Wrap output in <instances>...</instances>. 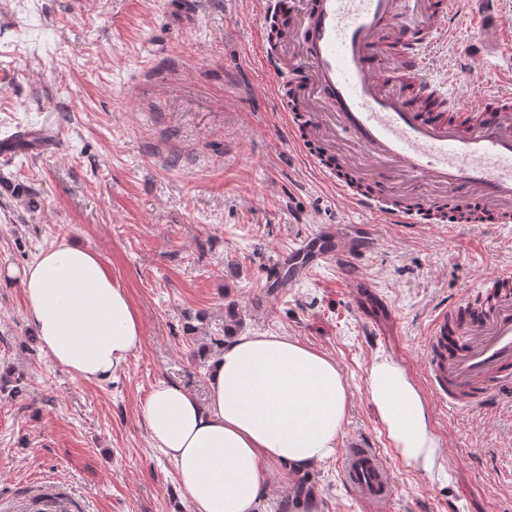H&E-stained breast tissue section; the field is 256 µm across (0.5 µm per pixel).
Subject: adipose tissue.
<instances>
[{
  "label": "adipose tissue",
  "mask_w": 512,
  "mask_h": 512,
  "mask_svg": "<svg viewBox=\"0 0 512 512\" xmlns=\"http://www.w3.org/2000/svg\"><path fill=\"white\" fill-rule=\"evenodd\" d=\"M15 277L51 361L83 380L113 377L143 342L124 288L97 254L60 241ZM367 396L392 446L431 472L441 448L426 400L403 369L374 359ZM206 401L158 382L142 407L151 441L172 461L191 512H257L269 465L303 473L332 457L348 409L334 359L281 335L244 334L209 360Z\"/></svg>",
  "instance_id": "obj_1"
}]
</instances>
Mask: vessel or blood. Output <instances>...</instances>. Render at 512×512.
Returning <instances> with one entry per match:
<instances>
[{"label": "vessel or blood", "mask_w": 512, "mask_h": 512, "mask_svg": "<svg viewBox=\"0 0 512 512\" xmlns=\"http://www.w3.org/2000/svg\"><path fill=\"white\" fill-rule=\"evenodd\" d=\"M487 0H263V23L282 11L292 23L280 48L265 46L271 74L303 79L305 113L289 112L285 137L337 194L373 222L357 235L329 225L288 256V277L315 265L373 251L380 224L417 228L433 215L452 224L512 222V95L487 91L470 122L425 111V96L447 99V88L471 76L425 73L427 54L450 25L467 18L499 31ZM472 313L439 311L430 325L427 371L436 396L459 409L512 396V269L481 282ZM350 490L373 512H386L392 479L379 455L354 445L345 459Z\"/></svg>", "instance_id": "vessel-or-blood-1"}]
</instances>
